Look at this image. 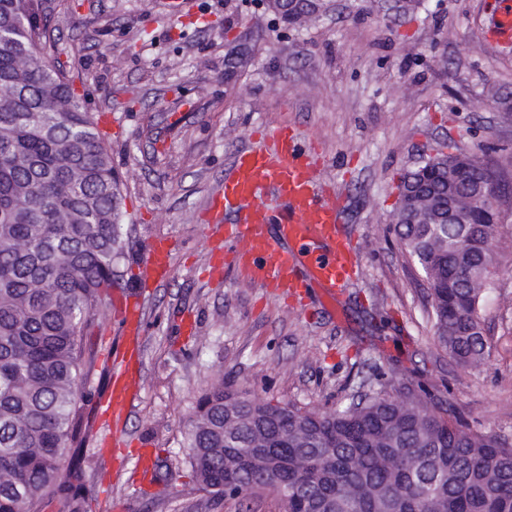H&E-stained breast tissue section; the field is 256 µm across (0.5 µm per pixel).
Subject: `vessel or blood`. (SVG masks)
Here are the masks:
<instances>
[{
	"instance_id": "1",
	"label": "vessel or blood",
	"mask_w": 512,
	"mask_h": 512,
	"mask_svg": "<svg viewBox=\"0 0 512 512\" xmlns=\"http://www.w3.org/2000/svg\"><path fill=\"white\" fill-rule=\"evenodd\" d=\"M492 40L512 38V0H501L489 30ZM207 212L212 235L224 242V265L242 280L297 296L320 288L335 298L352 280L359 256L343 221L334 183L320 175L311 144L294 127L267 129L240 150L211 194ZM170 250L156 244L142 282L168 280ZM108 407L126 409L139 387L133 359L113 368Z\"/></svg>"
}]
</instances>
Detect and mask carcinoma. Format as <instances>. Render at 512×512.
Listing matches in <instances>:
<instances>
[{
	"mask_svg": "<svg viewBox=\"0 0 512 512\" xmlns=\"http://www.w3.org/2000/svg\"><path fill=\"white\" fill-rule=\"evenodd\" d=\"M38 17L39 0H0V470L13 477L0 484V512H19L20 504L42 512L53 501L86 512L83 463L99 390L91 383L110 374L105 365L96 370L98 348L87 332L112 289L121 197L99 120L50 59ZM23 54L32 64L21 74ZM11 154L26 156L29 166H11ZM459 158L439 152L402 175L398 193L440 180L442 206L489 184L490 162L477 158L467 178L448 177ZM73 168L82 171L76 182ZM503 191L490 184L481 208L460 223L396 215L401 247L423 273L436 274L429 286L437 338L463 367L486 354L476 316L493 285L495 203ZM61 209L71 212L70 223H57ZM19 239L27 251L12 249ZM472 278L485 284L478 299L464 288ZM422 403L377 394L307 411L215 383L190 419L189 463L215 499L289 491L285 512H512V448ZM226 405L252 421L224 434ZM256 426L278 460L265 473L250 467ZM226 455L236 470L224 471Z\"/></svg>",
	"mask_w": 512,
	"mask_h": 512,
	"instance_id": "1",
	"label": "carcinoma"
}]
</instances>
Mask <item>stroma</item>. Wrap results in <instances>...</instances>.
Segmentation results:
<instances>
[{
  "mask_svg": "<svg viewBox=\"0 0 512 512\" xmlns=\"http://www.w3.org/2000/svg\"><path fill=\"white\" fill-rule=\"evenodd\" d=\"M325 3L291 26L269 0H184L176 12L169 0H42L52 57L110 130L122 196L112 293L92 329L100 361L124 350L123 301L141 311L138 395L121 415L96 404L87 512H285L269 492L213 499L192 476L185 433L219 374L317 411L411 381L431 409L512 448V197L480 308L487 353L469 368L438 343L428 284L393 223L400 175L449 143L512 187V42L487 38L499 0ZM276 125L317 146L344 195L360 274L332 314L317 289L293 298L213 272L207 199L234 154ZM160 241L172 274L147 285Z\"/></svg>",
  "mask_w": 512,
  "mask_h": 512,
  "instance_id": "obj_1",
  "label": "stroma"
}]
</instances>
